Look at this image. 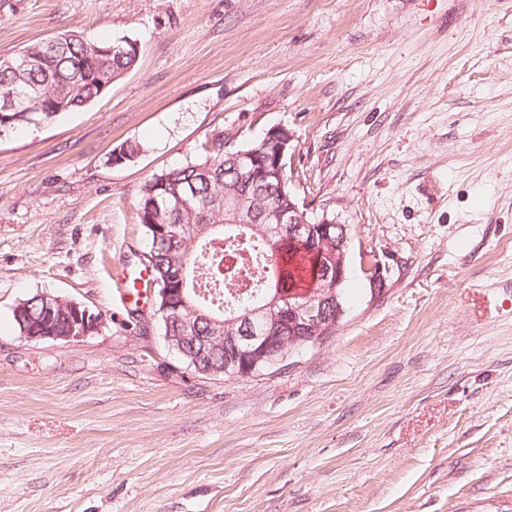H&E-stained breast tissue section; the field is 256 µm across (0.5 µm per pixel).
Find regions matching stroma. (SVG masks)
<instances>
[{"mask_svg":"<svg viewBox=\"0 0 512 512\" xmlns=\"http://www.w3.org/2000/svg\"><path fill=\"white\" fill-rule=\"evenodd\" d=\"M73 32L141 51L0 139V512H512V0H0V56ZM281 126L308 210L351 226L346 313L203 375L120 294L140 191ZM41 292L106 320L24 340ZM360 259V267L370 284L371 293L377 295L383 292L384 288L381 287L386 281L387 269L374 260L369 252H362Z\"/></svg>","mask_w":512,"mask_h":512,"instance_id":"35a3bbf8","label":"stroma"}]
</instances>
